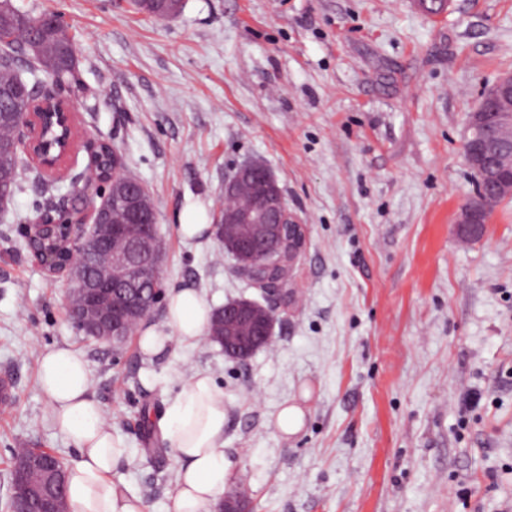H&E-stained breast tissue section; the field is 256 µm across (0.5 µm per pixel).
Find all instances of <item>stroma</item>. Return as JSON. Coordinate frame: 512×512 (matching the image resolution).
Wrapping results in <instances>:
<instances>
[{
  "instance_id": "stroma-1",
  "label": "stroma",
  "mask_w": 512,
  "mask_h": 512,
  "mask_svg": "<svg viewBox=\"0 0 512 512\" xmlns=\"http://www.w3.org/2000/svg\"><path fill=\"white\" fill-rule=\"evenodd\" d=\"M60 14L75 41L84 137L107 141L149 191L165 289L212 307L261 299L216 239H182L184 209L216 224L224 181L265 164L306 226L274 338L247 360L200 340L146 358L85 339L65 279L27 248L45 179L28 169L0 208V512L11 451L78 450L48 419L43 352L70 345L127 444L119 473L147 512H172L179 464L158 422L195 373L223 388L227 486L252 512H512V200L483 237L457 215L475 195L463 155L479 96L512 70V0H183L156 19L128 0H12ZM298 406L295 434L276 427ZM153 433H146L142 409ZM152 435L160 456L137 450ZM303 416V412L300 408L296 406H285L278 416L276 426L278 430L285 435L295 434L303 425Z\"/></svg>"
}]
</instances>
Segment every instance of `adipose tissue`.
Returning <instances> with one entry per match:
<instances>
[{
    "label": "adipose tissue",
    "mask_w": 512,
    "mask_h": 512,
    "mask_svg": "<svg viewBox=\"0 0 512 512\" xmlns=\"http://www.w3.org/2000/svg\"><path fill=\"white\" fill-rule=\"evenodd\" d=\"M211 313L197 289L174 290L163 322L140 330L143 354L154 356L175 340L198 342ZM39 381L51 423L79 450L67 470L71 512H145L143 501L113 476L125 443L90 391L84 356L67 346L49 349L40 360ZM226 415L224 391L205 373L191 377L168 407L160 429L179 463L172 512H213L232 468L224 454Z\"/></svg>",
    "instance_id": "ef3b65f1"
}]
</instances>
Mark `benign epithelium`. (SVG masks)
<instances>
[{"mask_svg": "<svg viewBox=\"0 0 512 512\" xmlns=\"http://www.w3.org/2000/svg\"><path fill=\"white\" fill-rule=\"evenodd\" d=\"M36 100L27 112L21 114L19 123V147L27 159L42 174L54 177L62 170L64 161L75 148V112L72 104L54 93H45L33 87ZM490 135L502 153L512 155V72L501 74L493 86L480 97L477 108L470 114L468 134L463 147L466 161L478 182L492 185L499 193L512 196V171L502 173L488 167L483 157L481 139ZM248 176L263 186L256 196L255 207L248 210L226 209L220 223L242 224L246 234L234 241L224 242V249L239 257L244 254H261L273 260L288 246V265H293L306 245V225L288 209L281 192L277 191L274 175L256 162H248L224 181V197L236 194L241 177ZM104 189L83 190L75 188L72 197L51 206L34 223L24 227L27 240L45 236L54 225L47 223L53 211L75 214L67 224V253L58 255L52 249H41L34 259L50 276L65 277L70 292L84 297V307H69L73 325L95 337L99 342L112 345L125 340L124 318L144 317L145 293L152 302H158L163 250L154 224L126 226L123 237L126 247L112 254V262L126 271V278L114 288L112 284L92 276L81 258L91 259L108 249L112 225L102 209ZM488 199L478 195L463 207L458 218L460 226L478 228L483 234L485 227L478 221V214L485 211ZM245 275L266 295H280L283 279L267 272L247 267ZM226 323L231 325L248 322L254 335L252 345L242 349L228 342L222 344L224 353L244 360L261 344L273 337L276 308L256 301L228 302L219 308ZM64 463L51 452L44 451L22 464L21 475L14 485L11 512H28L31 498L42 500L44 512H58L57 503L65 493ZM218 512H249L246 498L226 497L219 503Z\"/></svg>", "mask_w": 512, "mask_h": 512, "instance_id": "obj_1", "label": "benign epithelium"}]
</instances>
